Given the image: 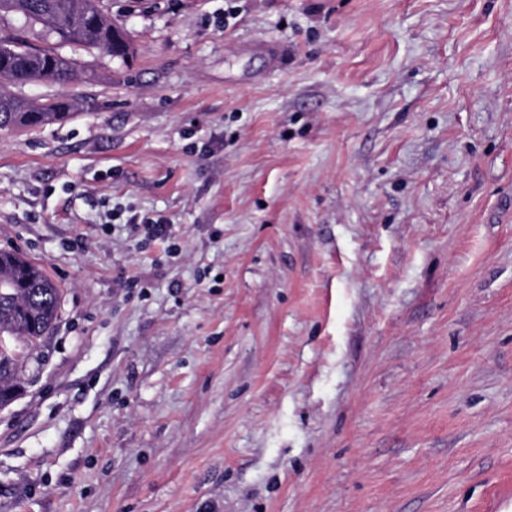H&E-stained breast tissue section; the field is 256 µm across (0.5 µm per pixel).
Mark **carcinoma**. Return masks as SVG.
Here are the masks:
<instances>
[{
    "label": "carcinoma",
    "instance_id": "obj_1",
    "mask_svg": "<svg viewBox=\"0 0 512 512\" xmlns=\"http://www.w3.org/2000/svg\"><path fill=\"white\" fill-rule=\"evenodd\" d=\"M39 27L60 48H35L7 32L13 17ZM0 84L50 81L67 86L78 77L76 61L61 52L65 46L126 60L134 44L126 30L110 22L99 0H0ZM69 115L62 100L36 101L0 91V131L34 128ZM61 289L42 267L10 251H0V398L20 393L26 357L14 346L33 349L53 329L59 317Z\"/></svg>",
    "mask_w": 512,
    "mask_h": 512
}]
</instances>
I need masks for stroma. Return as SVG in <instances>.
<instances>
[{"label":"stroma","instance_id":"obj_1","mask_svg":"<svg viewBox=\"0 0 512 512\" xmlns=\"http://www.w3.org/2000/svg\"><path fill=\"white\" fill-rule=\"evenodd\" d=\"M101 6L134 57L0 132L62 290L0 512H512V0Z\"/></svg>","mask_w":512,"mask_h":512}]
</instances>
